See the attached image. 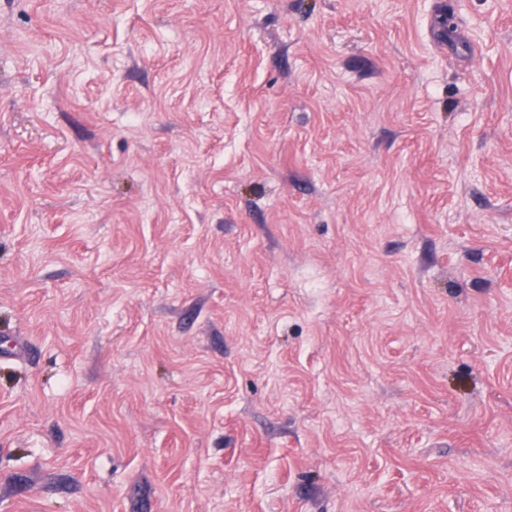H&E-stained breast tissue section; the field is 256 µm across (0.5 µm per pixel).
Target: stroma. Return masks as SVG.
<instances>
[{
    "label": "stroma",
    "mask_w": 512,
    "mask_h": 512,
    "mask_svg": "<svg viewBox=\"0 0 512 512\" xmlns=\"http://www.w3.org/2000/svg\"><path fill=\"white\" fill-rule=\"evenodd\" d=\"M0 512H512V0H0Z\"/></svg>",
    "instance_id": "obj_1"
}]
</instances>
